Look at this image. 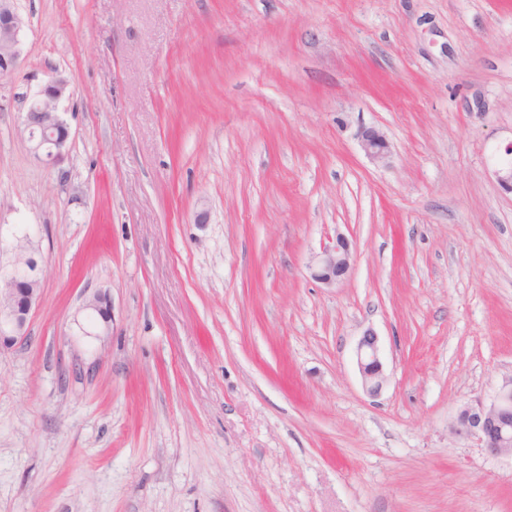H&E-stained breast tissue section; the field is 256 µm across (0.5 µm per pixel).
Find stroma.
Listing matches in <instances>:
<instances>
[{"mask_svg":"<svg viewBox=\"0 0 512 512\" xmlns=\"http://www.w3.org/2000/svg\"><path fill=\"white\" fill-rule=\"evenodd\" d=\"M16 6L0 251L31 235L44 285L0 351V512H512V455L453 431L512 375V0ZM53 71L46 165L18 126ZM361 148L365 155L375 162L388 157V143L385 136L374 128H365L360 133ZM351 250L347 239L338 234L325 244L315 257L312 277L324 284L332 285L350 269ZM81 311L95 314L100 320L99 330L95 336H110L112 331V306L109 295L104 291H95L85 295ZM356 360L366 392L370 396H378L383 390L386 376L378 338L372 331H366L359 340Z\"/></svg>","mask_w":512,"mask_h":512,"instance_id":"1","label":"stroma"}]
</instances>
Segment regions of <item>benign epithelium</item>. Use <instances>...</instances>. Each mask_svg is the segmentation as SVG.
Returning <instances> with one entry per match:
<instances>
[{
  "label": "benign epithelium",
  "mask_w": 512,
  "mask_h": 512,
  "mask_svg": "<svg viewBox=\"0 0 512 512\" xmlns=\"http://www.w3.org/2000/svg\"><path fill=\"white\" fill-rule=\"evenodd\" d=\"M24 21L14 0H0V72L11 73L18 62L20 35ZM69 92V83L53 71L41 89L29 99L22 117L20 133L29 143L35 159L50 165L69 147L70 130L58 112L60 101ZM365 155L380 162L388 157L385 136L374 128L360 133ZM38 250L27 235L13 238L8 257L0 256V348L26 338L30 317L39 303L43 279L37 260ZM351 250L347 239L338 234L316 255L312 277L332 285L350 269ZM81 310L100 320L97 335L112 331V306L107 293L99 290L86 295ZM356 360L366 392L376 397L386 381L384 362L377 336L366 331L358 342ZM458 435L475 436L489 452H512V377L506 380L490 404L478 402L464 407L454 425Z\"/></svg>",
  "instance_id": "benign-epithelium-1"
}]
</instances>
